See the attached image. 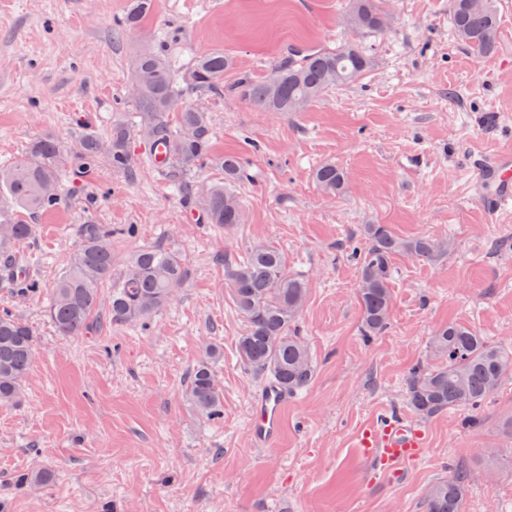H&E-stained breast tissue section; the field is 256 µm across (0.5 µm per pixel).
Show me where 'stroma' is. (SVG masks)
<instances>
[{
  "label": "stroma",
  "instance_id": "35a3bbf8",
  "mask_svg": "<svg viewBox=\"0 0 512 512\" xmlns=\"http://www.w3.org/2000/svg\"><path fill=\"white\" fill-rule=\"evenodd\" d=\"M392 21L362 34L345 21L347 0H156L141 28H119L126 0H0V166L51 135L69 145L86 129L136 120L133 69L144 47L188 67L221 50L234 67L223 94L205 99L214 157L236 153L244 221L195 224L167 176L137 147V174L100 167L88 182L63 180L62 205L32 216L19 251L40 293L18 296L0 279V309L36 331L37 354L21 397L0 405V499L9 512H427L435 482L466 469L463 512H512V376L473 411L432 418L404 400L410 369L434 330L463 323L512 349V209L477 202L474 164L512 149V0H497L494 52L471 55L451 34L448 0H380ZM360 42L372 67L301 112H267L232 93L240 77H269L296 46ZM332 162L343 195L324 194L312 173ZM111 225L120 260L155 243L181 253L184 288L145 322L108 318L103 289L87 334L59 336L46 316L52 286L76 248V227ZM364 224L401 238L447 239L438 262L395 261L387 330L359 333ZM134 235H126L127 227ZM257 243L280 249L309 295L298 329L317 363L311 384L285 409L267 448L248 434L262 381L240 362L245 321L220 257L241 260ZM224 392L221 419L193 414L185 380L208 346ZM423 427L422 456L399 473L369 471L362 431L381 416ZM51 473L26 487L28 471Z\"/></svg>",
  "mask_w": 512,
  "mask_h": 512
}]
</instances>
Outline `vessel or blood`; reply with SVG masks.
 Listing matches in <instances>:
<instances>
[{
  "instance_id": "b4317fda",
  "label": "vessel or blood",
  "mask_w": 512,
  "mask_h": 512,
  "mask_svg": "<svg viewBox=\"0 0 512 512\" xmlns=\"http://www.w3.org/2000/svg\"><path fill=\"white\" fill-rule=\"evenodd\" d=\"M478 180L484 190L479 198L491 212L512 208V152H499L480 160ZM291 399L288 392L264 385L252 398L249 434L256 447L266 448L278 439L282 415ZM426 446L424 431L393 417H383L364 430L358 448L367 466L375 471H393L418 457Z\"/></svg>"
}]
</instances>
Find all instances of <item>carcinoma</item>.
<instances>
[{"label": "carcinoma", "mask_w": 512, "mask_h": 512, "mask_svg": "<svg viewBox=\"0 0 512 512\" xmlns=\"http://www.w3.org/2000/svg\"><path fill=\"white\" fill-rule=\"evenodd\" d=\"M154 8V0H129L123 27L133 29ZM449 13L458 42L476 56L492 53L497 39L488 31L498 30L497 0H450ZM349 16L359 19L357 30L376 33L388 18L377 0H350ZM371 57L352 42L334 48L305 51L298 59L281 63V83L243 79L233 85L241 99L269 112H295L300 100L313 102L325 92L357 81L370 67ZM232 62L222 51L207 53L183 71L175 68L168 52L145 48L135 58V105L139 121L116 120L107 135L88 132L63 148L51 137L34 140L24 161L0 167V188L9 201L0 205V275L16 281L17 291L35 293L39 284L24 269L18 247L34 233V225L19 218L18 210L36 214L62 204V178L85 181L97 168L107 165L116 172L130 173L137 166L132 143L164 148L160 172L176 179V188L190 212L205 224L231 228L243 223L237 187L248 179L239 158L226 154L216 159L224 181L200 185L185 179L187 173L211 157L210 114L187 96L221 94L224 72ZM314 180L326 194L344 191L347 176L334 164L314 172ZM366 249L353 252L360 278L357 299L361 310L360 334L370 341L389 322L393 305L391 282L396 255L436 261L448 252L450 242L426 236L400 238L387 224H365ZM79 247L69 256L65 271L55 282L47 314L64 337L89 332L100 293L110 280L114 264L112 229L92 217L78 225ZM232 301L246 321L238 340L237 354L255 376L276 381L290 392L308 386L316 372L312 353L295 330L309 288L288 274L284 253L257 244L238 262L224 263ZM188 279L186 259L158 243L132 255L121 280L112 284L110 319L118 324L137 323L164 308ZM433 363L419 364L406 380L405 399L410 409L428 418L452 409L474 410L494 395L503 378L512 372V350L486 341L468 325L449 323L439 327L430 344ZM218 346L209 347V359L190 371L184 398L191 411L208 420L224 412L223 390L217 383L210 360L219 357ZM35 359V335L26 322L9 311L0 313V404L15 402L23 380ZM466 476L430 487L427 512H461Z\"/></svg>", "instance_id": "obj_1"}]
</instances>
